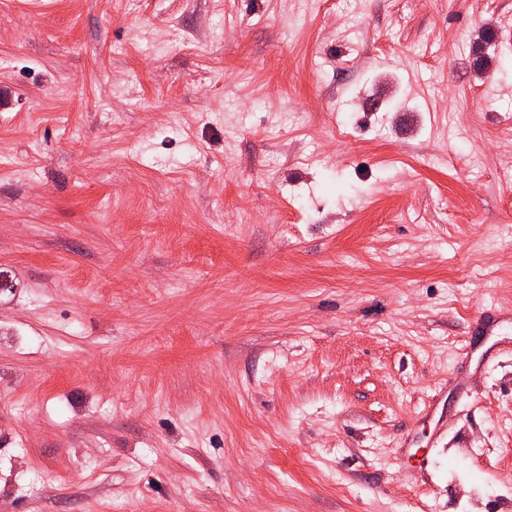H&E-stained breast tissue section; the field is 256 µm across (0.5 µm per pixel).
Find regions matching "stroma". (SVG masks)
Instances as JSON below:
<instances>
[{"label":"stroma","instance_id":"obj_1","mask_svg":"<svg viewBox=\"0 0 512 512\" xmlns=\"http://www.w3.org/2000/svg\"><path fill=\"white\" fill-rule=\"evenodd\" d=\"M43 2L0 0V512H512V0Z\"/></svg>","mask_w":512,"mask_h":512}]
</instances>
